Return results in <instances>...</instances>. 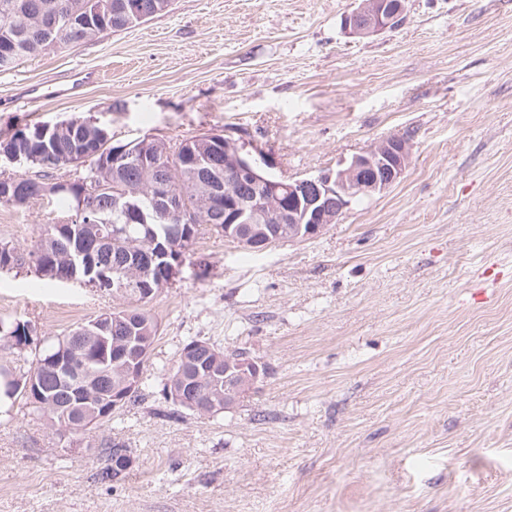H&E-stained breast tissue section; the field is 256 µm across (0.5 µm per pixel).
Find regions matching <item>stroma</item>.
<instances>
[{"label":"stroma","instance_id":"obj_1","mask_svg":"<svg viewBox=\"0 0 512 512\" xmlns=\"http://www.w3.org/2000/svg\"><path fill=\"white\" fill-rule=\"evenodd\" d=\"M355 0H172L134 27L0 71V137L75 115L113 141L251 139L278 174L336 168L407 136L409 164L315 238L253 251L201 225L149 303L159 333L139 402L86 433L23 399L0 416V512H512V0H406L404 22L345 32ZM99 81L24 111L22 85ZM50 198L0 206L29 248ZM124 297L0 272V317L56 341ZM193 339L266 368L214 417H163ZM131 463L100 482L96 444ZM97 79V75L93 72L78 70L73 71L63 83L57 84L52 92L57 99H65L71 97L85 84Z\"/></svg>","mask_w":512,"mask_h":512}]
</instances>
